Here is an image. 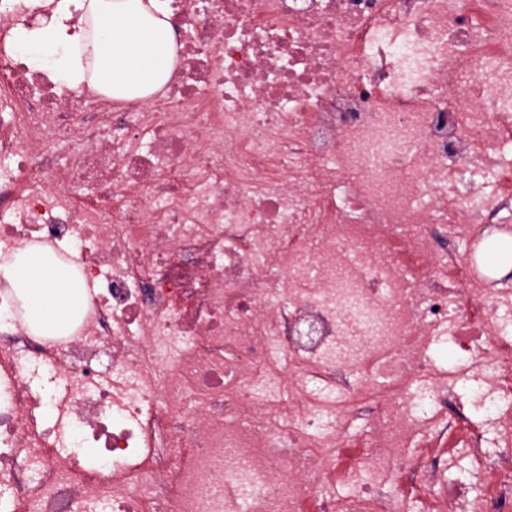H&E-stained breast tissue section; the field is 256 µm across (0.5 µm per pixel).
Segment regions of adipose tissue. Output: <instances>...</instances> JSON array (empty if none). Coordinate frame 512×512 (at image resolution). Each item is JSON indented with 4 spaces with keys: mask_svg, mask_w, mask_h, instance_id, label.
<instances>
[{
    "mask_svg": "<svg viewBox=\"0 0 512 512\" xmlns=\"http://www.w3.org/2000/svg\"><path fill=\"white\" fill-rule=\"evenodd\" d=\"M11 41L30 69L70 88L90 82L112 100L159 90L175 64L173 30L160 0H57L51 16L14 28ZM0 280L34 333L65 335L85 307L87 283L45 246L1 255Z\"/></svg>",
    "mask_w": 512,
    "mask_h": 512,
    "instance_id": "1",
    "label": "adipose tissue"
}]
</instances>
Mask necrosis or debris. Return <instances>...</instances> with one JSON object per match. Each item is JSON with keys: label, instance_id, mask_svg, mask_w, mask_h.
<instances>
[{"label": "necrosis or debris", "instance_id": "obj_1", "mask_svg": "<svg viewBox=\"0 0 512 512\" xmlns=\"http://www.w3.org/2000/svg\"><path fill=\"white\" fill-rule=\"evenodd\" d=\"M165 2L178 65L155 96L70 90L0 46V239L66 245L93 286L61 339L0 301V512H336L280 444L329 482L417 476L404 448L443 395L414 397L434 363L404 337L447 325L512 402L499 293L456 249L512 222V0ZM381 349L386 373L361 372ZM369 387L382 436L358 458ZM450 440L483 454L464 412ZM480 482L432 512H504L512 448Z\"/></svg>", "mask_w": 512, "mask_h": 512}]
</instances>
